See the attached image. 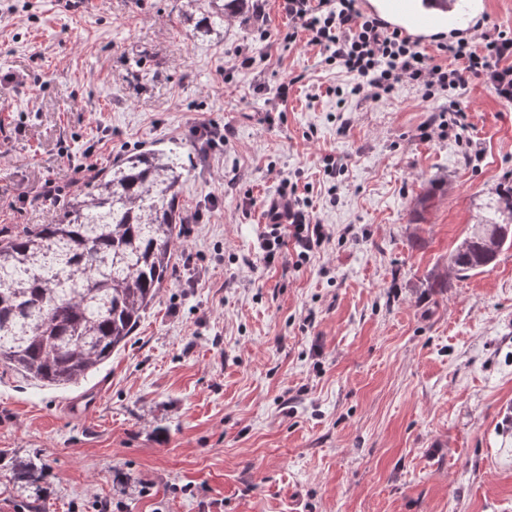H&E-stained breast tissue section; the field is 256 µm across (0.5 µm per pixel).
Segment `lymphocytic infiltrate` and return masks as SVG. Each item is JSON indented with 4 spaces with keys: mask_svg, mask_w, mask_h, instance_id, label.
Listing matches in <instances>:
<instances>
[{
    "mask_svg": "<svg viewBox=\"0 0 512 512\" xmlns=\"http://www.w3.org/2000/svg\"><path fill=\"white\" fill-rule=\"evenodd\" d=\"M280 7L290 21L280 43L296 44L299 34H306L308 45L319 47L327 64L356 76L351 94L379 100L403 82L428 94L448 93L466 89L477 78L500 99L512 100L511 32L484 30L474 41L438 43L430 54L400 29L363 11L360 0H280ZM269 212L272 225L262 245L266 262L290 246L299 262H307L331 237L296 197L272 204Z\"/></svg>",
    "mask_w": 512,
    "mask_h": 512,
    "instance_id": "1",
    "label": "lymphocytic infiltrate"
}]
</instances>
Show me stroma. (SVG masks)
<instances>
[{
  "instance_id": "stroma-1",
  "label": "stroma",
  "mask_w": 512,
  "mask_h": 512,
  "mask_svg": "<svg viewBox=\"0 0 512 512\" xmlns=\"http://www.w3.org/2000/svg\"><path fill=\"white\" fill-rule=\"evenodd\" d=\"M262 8L202 34L187 0H0V225L50 223L53 201L12 200L47 179L86 190L89 149L101 169L177 150L200 217L110 359L64 386L0 366V450L48 460L46 512H512V248L428 285L512 179V101L471 79L459 128L448 95L406 83L339 97L351 76L282 50L288 18ZM246 42L256 61L235 68ZM202 123L232 130L206 159ZM287 184L332 237L269 265Z\"/></svg>"
}]
</instances>
